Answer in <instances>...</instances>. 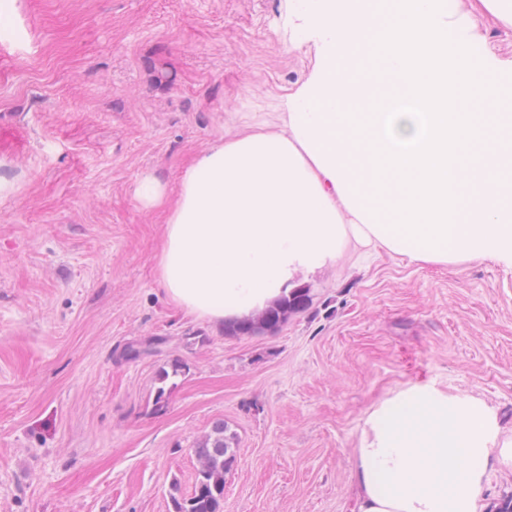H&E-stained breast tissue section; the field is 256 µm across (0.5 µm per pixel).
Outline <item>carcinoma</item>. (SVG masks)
<instances>
[{
	"label": "carcinoma",
	"mask_w": 512,
	"mask_h": 512,
	"mask_svg": "<svg viewBox=\"0 0 512 512\" xmlns=\"http://www.w3.org/2000/svg\"><path fill=\"white\" fill-rule=\"evenodd\" d=\"M309 289L294 288L276 304L254 317L245 318L224 327L227 336H251L261 330L274 331L288 318L304 311L309 305ZM184 372L182 363L176 361L159 371L153 400L154 410L161 412L168 403L170 388L167 382ZM198 467L192 492L187 496L171 494L172 512H221L227 477L237 467L235 435L220 420L194 448Z\"/></svg>",
	"instance_id": "1"
}]
</instances>
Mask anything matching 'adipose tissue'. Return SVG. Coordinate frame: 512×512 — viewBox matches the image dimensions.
I'll return each mask as SVG.
<instances>
[{"label":"adipose tissue","mask_w":512,"mask_h":512,"mask_svg":"<svg viewBox=\"0 0 512 512\" xmlns=\"http://www.w3.org/2000/svg\"><path fill=\"white\" fill-rule=\"evenodd\" d=\"M319 68L280 134L214 144L170 211L158 274L179 307L216 325L251 317L297 270L350 240L413 261L512 267V88L448 0H294ZM376 58L405 88L374 108L346 67ZM512 472L495 407L431 382L376 404L353 450L357 512H484L491 469Z\"/></svg>","instance_id":"adipose-tissue-1"}]
</instances>
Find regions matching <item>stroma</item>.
I'll list each match as a JSON object with an SVG mask.
<instances>
[{"label":"stroma","mask_w":512,"mask_h":512,"mask_svg":"<svg viewBox=\"0 0 512 512\" xmlns=\"http://www.w3.org/2000/svg\"><path fill=\"white\" fill-rule=\"evenodd\" d=\"M448 5L512 62V22ZM297 22L289 0H0V512H171L219 419L223 512H355L365 417L417 381L512 429V267L352 242L295 273L307 310L251 336L170 301L138 184L175 201L214 143L279 131L318 67ZM184 366L179 361L172 362L168 365V368H162L157 376V383L159 386L156 387L155 396L153 400V407L155 412H161L166 408L168 403L170 387H167V382L178 376H181L184 372Z\"/></svg>","instance_id":"1"}]
</instances>
